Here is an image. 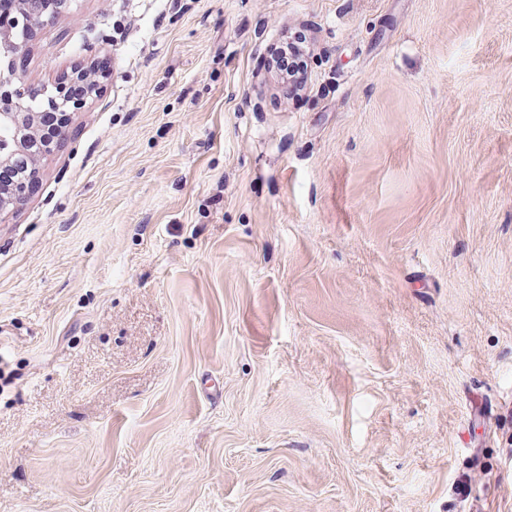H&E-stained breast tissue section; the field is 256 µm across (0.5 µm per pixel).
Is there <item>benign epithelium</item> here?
I'll use <instances>...</instances> for the list:
<instances>
[{
	"mask_svg": "<svg viewBox=\"0 0 512 512\" xmlns=\"http://www.w3.org/2000/svg\"><path fill=\"white\" fill-rule=\"evenodd\" d=\"M24 0H18V13L13 16L0 15V42L10 43L20 48L15 42L18 29L29 31L32 27L45 22L41 16L31 17L23 11ZM28 85L24 76L14 70L11 62L0 60V126L8 125L13 129V143L10 150L0 151V167L21 168L38 160L42 155L50 154L58 139L44 131L41 117L50 111L77 112L83 109L91 98L92 91H87L82 99L66 94L61 86L51 87L46 97L35 107L27 106L24 100ZM29 196L28 185L17 181L9 188L0 186V199L8 198L14 207L22 204Z\"/></svg>",
	"mask_w": 512,
	"mask_h": 512,
	"instance_id": "obj_1",
	"label": "benign epithelium"
}]
</instances>
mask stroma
<instances>
[{"label": "stroma", "instance_id": "stroma-1", "mask_svg": "<svg viewBox=\"0 0 512 512\" xmlns=\"http://www.w3.org/2000/svg\"><path fill=\"white\" fill-rule=\"evenodd\" d=\"M23 52L112 72L0 216V512H512V0H71ZM301 57L300 50L293 44H289L288 41L277 46L275 53L271 55L272 68L281 77L286 95H288V78L296 83H301L305 80L306 72Z\"/></svg>", "mask_w": 512, "mask_h": 512}]
</instances>
